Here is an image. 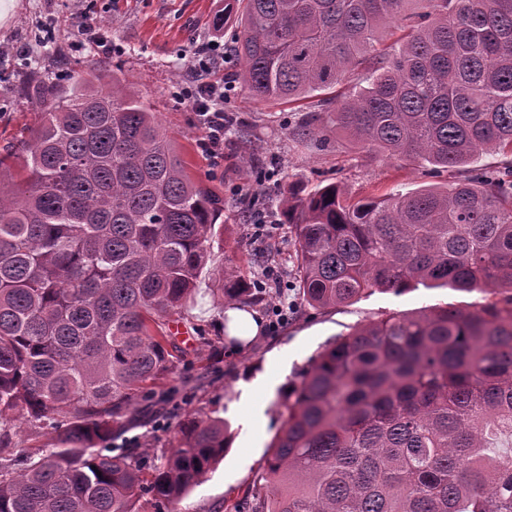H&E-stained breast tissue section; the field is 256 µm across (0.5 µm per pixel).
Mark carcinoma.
Returning <instances> with one entry per match:
<instances>
[{
	"instance_id": "obj_1",
	"label": "carcinoma",
	"mask_w": 512,
	"mask_h": 512,
	"mask_svg": "<svg viewBox=\"0 0 512 512\" xmlns=\"http://www.w3.org/2000/svg\"><path fill=\"white\" fill-rule=\"evenodd\" d=\"M235 78L258 100L366 85L332 129L387 158L458 168L512 152V0H224ZM407 30L383 48L393 23ZM298 289L313 309L420 286L469 307L392 313L322 348L284 399L264 483L234 512H512V169L355 199L289 185ZM221 199L193 180L119 71L41 112L0 175V512H171L233 431L188 414L151 469L107 443L178 373L167 332L208 259ZM221 297L243 303L235 270ZM47 439L18 448L17 432Z\"/></svg>"
}]
</instances>
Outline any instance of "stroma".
Masks as SVG:
<instances>
[{"label": "stroma", "mask_w": 512, "mask_h": 512, "mask_svg": "<svg viewBox=\"0 0 512 512\" xmlns=\"http://www.w3.org/2000/svg\"><path fill=\"white\" fill-rule=\"evenodd\" d=\"M223 14L224 0H15L0 22V44L10 48L0 54V157L21 153L49 91L66 90L74 76L90 69H117L157 112L190 175L224 202L197 299L174 318L180 372L159 386L172 400L138 414L112 439L114 452L134 449L157 458L175 445L186 414L230 420L236 431L229 452L178 503L177 512H226L253 495L262 482L267 447L280 431L281 392L327 342L391 312L483 300L481 293L452 288L376 292L336 309L316 311L295 303L287 323L270 328L276 288L296 295V241L280 204L284 186L292 182L308 193L336 181L352 196H380L459 182L475 167H512V153L490 152L474 167L431 177L415 160L382 158L341 133L319 143L302 133L305 113L254 100L233 77V57L213 77L226 82L224 113L237 127L225 132L219 158L207 156L199 147L196 116L179 92L191 78L188 61L194 51L218 36L232 44L234 27L215 24ZM231 266L247 287H261L263 294L250 305L264 323L262 332L238 349L227 346L224 307L217 299L220 273ZM259 376L272 386L251 428L241 417V403L246 382Z\"/></svg>", "instance_id": "1"}]
</instances>
